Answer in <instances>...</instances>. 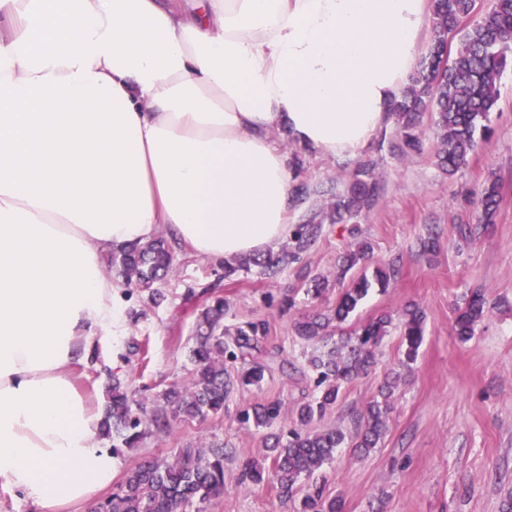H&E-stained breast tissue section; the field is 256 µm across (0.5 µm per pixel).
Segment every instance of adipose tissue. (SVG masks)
<instances>
[{
  "mask_svg": "<svg viewBox=\"0 0 512 512\" xmlns=\"http://www.w3.org/2000/svg\"><path fill=\"white\" fill-rule=\"evenodd\" d=\"M427 0H0V484L40 512L112 483L70 364L116 318L104 251L207 259L288 233L287 155H353Z\"/></svg>",
  "mask_w": 512,
  "mask_h": 512,
  "instance_id": "adipose-tissue-1",
  "label": "adipose tissue"
}]
</instances>
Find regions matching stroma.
I'll return each mask as SVG.
<instances>
[{"mask_svg": "<svg viewBox=\"0 0 512 512\" xmlns=\"http://www.w3.org/2000/svg\"><path fill=\"white\" fill-rule=\"evenodd\" d=\"M490 120L491 138L479 143L452 176L438 165L437 129L427 113L420 124L423 150L411 155L401 153L392 120L354 156L324 154L279 138L287 156L302 160L292 184L305 187L292 202L288 222L314 220L322 233L275 277L242 270L228 278L223 261L176 245L173 269L157 284L162 298L154 302L148 293L125 287L110 253H103L101 264L115 287L120 320L114 330L98 331L89 355L71 367L95 409H103L116 377L150 409L157 408L163 391L185 385L196 323L214 298L229 305L226 327L249 320L268 324L257 354L269 368L263 387L234 394L222 413L174 422L167 432L147 436L140 447L120 449L113 486H120L143 457L163 459L179 448L221 443L229 450L224 493L210 501L207 512H293L291 502L270 486L239 483L243 463L267 464L271 457L268 430L242 427L237 412L277 399L290 416L312 396L307 360L322 345L296 337L293 324L334 304L343 287L336 278L340 258L350 245L365 240L372 246L367 273L391 262L399 272L386 291L370 290L350 326L415 303L426 313V332L416 362L405 370L399 367L398 336L386 337L376 368L349 384L325 415L323 426L353 430L356 416L387 374L400 371L384 439L364 458L339 449L321 472L325 491L342 499L344 512H501L504 496L512 492V66L500 79ZM363 160L375 164L379 199L350 223H333L331 206ZM493 180L499 184V204L487 225L474 194ZM430 236L438 246L422 253L419 242ZM316 276L327 282L320 297L309 292ZM475 288L484 290L489 312L463 343L452 330L454 308ZM289 294L295 305L282 309Z\"/></svg>", "mask_w": 512, "mask_h": 512, "instance_id": "stroma-1", "label": "stroma"}]
</instances>
